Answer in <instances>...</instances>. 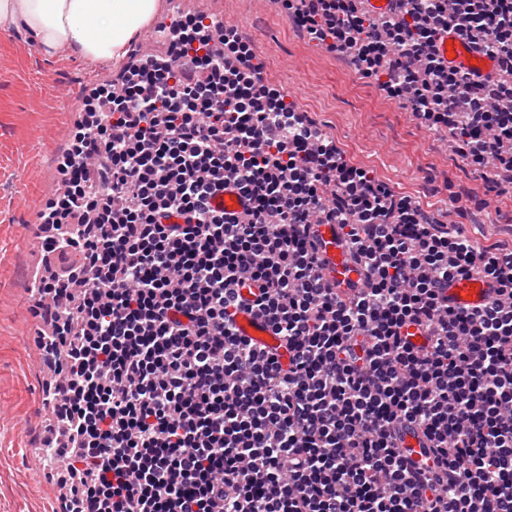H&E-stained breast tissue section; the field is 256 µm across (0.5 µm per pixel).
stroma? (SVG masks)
<instances>
[{"instance_id": "1", "label": "stroma", "mask_w": 512, "mask_h": 512, "mask_svg": "<svg viewBox=\"0 0 512 512\" xmlns=\"http://www.w3.org/2000/svg\"><path fill=\"white\" fill-rule=\"evenodd\" d=\"M182 12L220 15L250 39L268 81L282 86L351 163L424 210L464 225L479 246L512 242V192L420 126L409 107L359 76L292 25L275 0H183ZM126 60L92 64L49 57L16 31L0 34V512H60L57 482L35 448L45 369L25 347L33 327L24 277L39 252L37 214L58 181L55 160L84 98L120 83Z\"/></svg>"}]
</instances>
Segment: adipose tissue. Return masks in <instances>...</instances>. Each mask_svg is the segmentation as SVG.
<instances>
[{
  "mask_svg": "<svg viewBox=\"0 0 512 512\" xmlns=\"http://www.w3.org/2000/svg\"><path fill=\"white\" fill-rule=\"evenodd\" d=\"M162 0H0V29H21L46 56L117 60Z\"/></svg>",
  "mask_w": 512,
  "mask_h": 512,
  "instance_id": "obj_1",
  "label": "adipose tissue"
}]
</instances>
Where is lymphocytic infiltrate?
<instances>
[{"label":"lymphocytic infiltrate","mask_w":512,"mask_h":512,"mask_svg":"<svg viewBox=\"0 0 512 512\" xmlns=\"http://www.w3.org/2000/svg\"><path fill=\"white\" fill-rule=\"evenodd\" d=\"M359 2L280 5L512 185V0ZM450 30L492 71L444 64ZM164 41L89 91L38 213L63 436L43 453L66 512H512V245L478 247L351 164L237 28L188 14ZM316 224L365 272L347 298ZM458 276L491 302L449 305ZM244 312L277 348L241 335ZM403 422L432 464L403 456Z\"/></svg>","instance_id":"obj_1"}]
</instances>
